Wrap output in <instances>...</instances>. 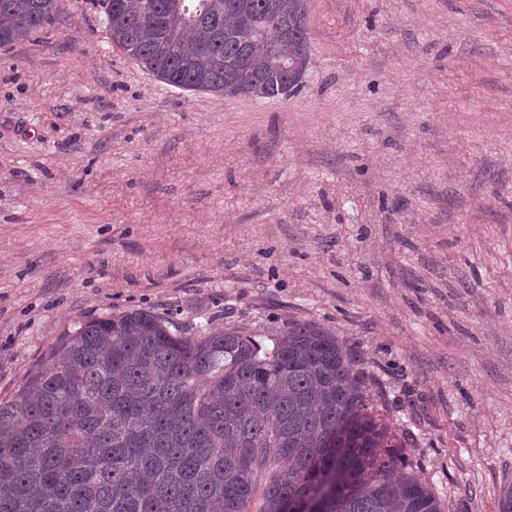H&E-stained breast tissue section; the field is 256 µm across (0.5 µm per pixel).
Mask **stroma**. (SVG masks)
Returning <instances> with one entry per match:
<instances>
[{"instance_id": "35a3bbf8", "label": "stroma", "mask_w": 512, "mask_h": 512, "mask_svg": "<svg viewBox=\"0 0 512 512\" xmlns=\"http://www.w3.org/2000/svg\"><path fill=\"white\" fill-rule=\"evenodd\" d=\"M270 99L165 84L62 0L0 48V396L76 321L320 324L445 512L512 483V0H307Z\"/></svg>"}]
</instances>
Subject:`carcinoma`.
Segmentation results:
<instances>
[{
	"instance_id": "carcinoma-1",
	"label": "carcinoma",
	"mask_w": 512,
	"mask_h": 512,
	"mask_svg": "<svg viewBox=\"0 0 512 512\" xmlns=\"http://www.w3.org/2000/svg\"><path fill=\"white\" fill-rule=\"evenodd\" d=\"M98 3L113 44L187 91L286 95L310 63L306 0ZM60 7L0 0V47ZM171 326L146 309L81 319L0 400V512H289L335 470L326 512H443L329 329Z\"/></svg>"
}]
</instances>
